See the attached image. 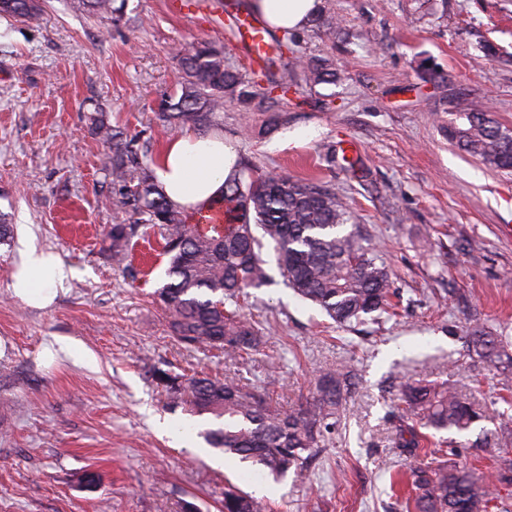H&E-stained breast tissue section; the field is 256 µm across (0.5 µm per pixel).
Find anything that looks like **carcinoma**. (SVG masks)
<instances>
[{
	"label": "carcinoma",
	"mask_w": 512,
	"mask_h": 512,
	"mask_svg": "<svg viewBox=\"0 0 512 512\" xmlns=\"http://www.w3.org/2000/svg\"><path fill=\"white\" fill-rule=\"evenodd\" d=\"M116 0H76V8L95 16L121 18ZM41 0H0V17L31 20ZM179 90L162 99L158 113L165 130L209 131L227 100L246 105L255 92L236 69L224 65V50L201 43L176 53ZM94 132L112 143L113 188L142 223L114 224L108 238L112 259L128 256L140 228L163 233L168 258L167 282L159 296L173 335L189 348H211L238 359L256 350L262 334L240 314L245 289L270 282L260 256L261 240L274 244L277 267L286 287L319 306L336 324L360 322L387 311L393 289L390 266L380 251L362 244L360 226L336 191L285 173L239 169L224 182V193L208 207L187 215L174 205L144 161L139 140L115 129L98 113ZM448 140L485 165L512 170V130L501 126L474 103L458 106L448 122ZM468 342L482 360L506 374L512 371V342L483 328L469 331ZM348 366L320 375L317 394L281 413L261 389L250 393L230 378L173 377L157 372L158 381L190 411L210 414L218 426L203 436L213 448L249 465L258 478L275 480L293 473L311 474L319 439L331 433L344 387L351 385ZM401 419L410 421L401 447L417 456L425 447L423 430L468 431L490 419L489 409L444 385L414 386L405 394ZM408 499L414 512H487L499 484H512V458L495 462L488 481L475 470L422 464L411 470ZM224 512H261L260 502L238 485H224Z\"/></svg>",
	"instance_id": "obj_1"
}]
</instances>
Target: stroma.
Instances as JSON below:
<instances>
[{"label":"stroma","instance_id":"1","mask_svg":"<svg viewBox=\"0 0 512 512\" xmlns=\"http://www.w3.org/2000/svg\"><path fill=\"white\" fill-rule=\"evenodd\" d=\"M319 13L338 21L335 37L313 23L289 34L293 65L267 75L168 0H126L117 22L73 0H44L28 22L0 17V224L12 227L0 241V512H221L228 480L264 486L263 512H406L415 460L397 446L393 402L408 384L451 385L493 416L481 430L439 432L426 461L491 475V449L475 445L485 430L512 451V373L464 343L476 325L512 337V172L448 139L463 100L512 129V0H321ZM201 41L222 46L255 92L248 108L230 101L216 116L242 164L334 188L381 249L399 294L379 319L337 326L284 285L267 245L271 281L251 289L247 311L264 342L228 361L173 336L156 295L168 281L158 233L113 260L106 233L134 217L91 116L146 141L155 162L168 140L158 105L180 79L175 50ZM308 64L334 79L306 84ZM283 77L285 92L274 86ZM274 112L283 121L272 130ZM333 151L359 159L358 172L331 164ZM25 239L69 271L44 309L10 288ZM60 339L85 361L55 353ZM344 364L354 384L303 483L253 478L229 457L213 467L212 417L174 405L155 377L226 375L268 387L285 411ZM88 471L96 487L81 483Z\"/></svg>","mask_w":512,"mask_h":512}]
</instances>
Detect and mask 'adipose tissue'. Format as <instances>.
Here are the masks:
<instances>
[{
    "label": "adipose tissue",
    "mask_w": 512,
    "mask_h": 512,
    "mask_svg": "<svg viewBox=\"0 0 512 512\" xmlns=\"http://www.w3.org/2000/svg\"><path fill=\"white\" fill-rule=\"evenodd\" d=\"M249 9L264 19L270 30L285 33L308 26L321 0H249ZM234 145L220 131L201 135L186 131L172 137L158 156L154 170L165 195L187 208H202L218 198L237 164ZM68 273L58 255L28 243L19 252L11 288L29 305H50L56 288Z\"/></svg>",
    "instance_id": "1"
}]
</instances>
